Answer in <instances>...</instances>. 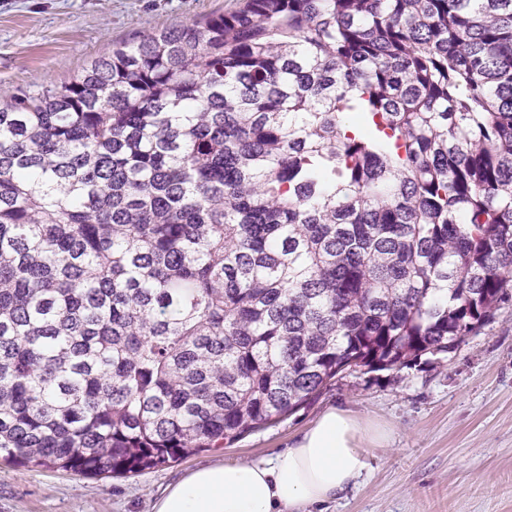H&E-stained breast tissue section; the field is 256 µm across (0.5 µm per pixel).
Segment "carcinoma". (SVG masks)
<instances>
[{
    "label": "carcinoma",
    "instance_id": "cac0c4a2",
    "mask_svg": "<svg viewBox=\"0 0 512 512\" xmlns=\"http://www.w3.org/2000/svg\"><path fill=\"white\" fill-rule=\"evenodd\" d=\"M512 291V0H244L0 103V456L221 448Z\"/></svg>",
    "mask_w": 512,
    "mask_h": 512
}]
</instances>
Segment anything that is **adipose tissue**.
<instances>
[{"instance_id":"1","label":"adipose tissue","mask_w":512,"mask_h":512,"mask_svg":"<svg viewBox=\"0 0 512 512\" xmlns=\"http://www.w3.org/2000/svg\"><path fill=\"white\" fill-rule=\"evenodd\" d=\"M390 434L386 424L331 409L269 461L192 471L155 503L154 512H308L344 493Z\"/></svg>"}]
</instances>
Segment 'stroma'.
<instances>
[{"label":"stroma","mask_w":512,"mask_h":512,"mask_svg":"<svg viewBox=\"0 0 512 512\" xmlns=\"http://www.w3.org/2000/svg\"><path fill=\"white\" fill-rule=\"evenodd\" d=\"M239 0H0V93L69 82L138 35L234 11ZM392 431L326 512H512V300L447 364L354 373L276 425L142 473L87 477L0 458V512H152L188 472L289 448L326 410Z\"/></svg>","instance_id":"obj_1"}]
</instances>
